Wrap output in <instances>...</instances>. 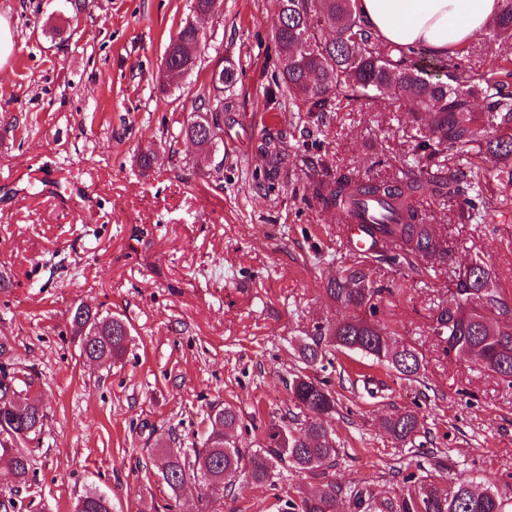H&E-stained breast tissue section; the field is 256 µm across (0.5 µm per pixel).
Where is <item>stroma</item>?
<instances>
[{"mask_svg": "<svg viewBox=\"0 0 512 512\" xmlns=\"http://www.w3.org/2000/svg\"><path fill=\"white\" fill-rule=\"evenodd\" d=\"M191 0H0L15 43L0 67V341L34 368L44 428L29 448L27 483L0 463V500L14 512H74L90 487L112 512H276L279 498L321 478L275 469L264 485L239 477L224 490L171 491L157 476L158 446L202 440L212 406L234 407L255 448L293 405L284 381L301 368L300 344L344 316L324 295L339 271L369 269L379 288L375 324L414 346L418 380L347 350L310 372L338 406L326 424L339 454L325 478L391 497L403 476L461 474L480 488L512 489V387L445 354L432 327L471 259L512 306V180H482L474 222L423 196L422 211L448 248L435 267L390 264L352 251L335 209L306 200L312 178L351 169L366 179L441 165H492L478 145L430 156L410 112L382 97L309 112L271 97L280 64L278 0H222L200 20L208 45L192 73L159 85L171 37ZM234 63L224 94V141L186 138L213 67ZM283 150L272 165L264 145ZM158 163L142 172L141 151ZM126 318L131 339L110 365L87 362L74 336L79 304ZM419 411L412 444L382 427Z\"/></svg>", "mask_w": 512, "mask_h": 512, "instance_id": "obj_1", "label": "stroma"}]
</instances>
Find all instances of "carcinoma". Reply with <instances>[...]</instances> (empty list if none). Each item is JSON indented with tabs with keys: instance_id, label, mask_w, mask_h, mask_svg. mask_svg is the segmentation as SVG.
<instances>
[{
	"instance_id": "1",
	"label": "carcinoma",
	"mask_w": 512,
	"mask_h": 512,
	"mask_svg": "<svg viewBox=\"0 0 512 512\" xmlns=\"http://www.w3.org/2000/svg\"><path fill=\"white\" fill-rule=\"evenodd\" d=\"M502 2L490 33L495 40L511 42L512 0ZM273 30L281 54L276 85L292 103L309 112H329L343 100L391 96L404 101L414 118L427 117L426 127L418 130L430 155L454 154L479 143L498 160L512 161L511 68L497 64L476 75L453 72L446 74L445 81H433L429 71L448 69L447 61L427 62L414 51L378 43L357 15L354 0H279ZM200 48L198 31L188 24L181 26L168 43V67L180 74L191 71L201 57ZM222 72L223 85L211 88L207 102L201 103L204 112L194 113L184 128L185 136L202 148L214 146L223 132L224 88L237 81L234 64L224 65ZM473 188L462 171L373 181L349 170L332 181L311 182L312 198L336 210L361 196L379 200L383 215L391 220L381 229L403 241L395 258L429 264L445 258L447 249L416 209V196L429 192L470 209L474 202L468 191ZM456 291V307L441 309L434 334L446 344L448 355L464 357L512 386V331L501 325L512 320V308L498 297L490 273L477 260L471 261L466 277L457 281ZM378 293L364 268L350 269L329 281L325 296L351 314L318 328L316 336L300 347L303 363L309 366L323 360L330 348L339 347L385 362L408 380L416 378L420 372L416 349L357 314L366 308L374 310L371 301ZM72 324L82 337V351H91L99 362L110 364L124 356L131 328L122 318L80 304ZM36 378L33 368L16 366L11 345L0 341V383L11 382L23 393L37 384ZM285 386L296 409L294 420H302L300 429L275 424L266 434L267 446L247 453L235 438V432L244 428L239 412L231 406L218 408L211 414L212 430L192 454L172 449L160 453L158 472L168 487L176 492L191 480L222 488L243 472L252 483L262 485L279 465L314 476L325 474L339 449L320 415L336 411V398L324 381L301 371ZM44 418L40 403L27 397L10 404L0 401V455L8 458L20 483L27 482L28 444L42 430ZM383 426L395 442L409 443L420 432L419 412H398L385 419ZM281 431L288 434L286 445L278 438ZM403 481L406 489L401 494L384 499L366 486L346 491L327 481L313 493L287 496L280 512H508L509 498L490 487L477 491L466 478L410 473ZM75 512H112V497L94 487L77 500Z\"/></svg>"
}]
</instances>
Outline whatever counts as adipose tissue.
<instances>
[{
  "label": "adipose tissue",
  "mask_w": 512,
  "mask_h": 512,
  "mask_svg": "<svg viewBox=\"0 0 512 512\" xmlns=\"http://www.w3.org/2000/svg\"><path fill=\"white\" fill-rule=\"evenodd\" d=\"M502 0H356V11L379 42L447 57L483 32Z\"/></svg>",
  "instance_id": "obj_1"
}]
</instances>
